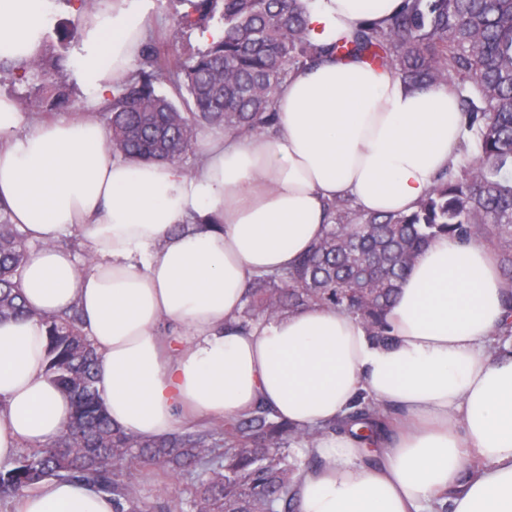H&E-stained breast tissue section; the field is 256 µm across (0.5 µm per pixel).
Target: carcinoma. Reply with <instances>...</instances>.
I'll return each instance as SVG.
<instances>
[{
    "instance_id": "1",
    "label": "carcinoma",
    "mask_w": 512,
    "mask_h": 512,
    "mask_svg": "<svg viewBox=\"0 0 512 512\" xmlns=\"http://www.w3.org/2000/svg\"><path fill=\"white\" fill-rule=\"evenodd\" d=\"M222 5L223 37L189 58L147 44L138 75L117 86L102 112L112 152L145 161L182 163L204 126L243 134L272 128L274 100L291 70L323 54L364 53L413 89L453 84L471 133L472 160L450 165L410 214H363L345 201L329 204L324 238L284 272L254 278L242 324L307 307L358 316L373 339L392 342L386 315L416 256L435 237L477 236L492 244L506 282V314L496 331L512 339V0H404L384 24L363 25L351 43L314 45L304 0H195L178 20L191 28ZM61 48L77 27L54 28ZM66 55L49 62L0 61V72L28 82L40 112L68 108L53 81ZM174 86L176 106L157 85ZM26 234L0 206V320L32 315L19 288ZM46 373L70 397L71 414L51 445L0 466V498L13 499L52 479H69L112 496L114 512H298L292 477L294 444L362 424L359 437L392 421V410L360 398L338 421L300 430L266 407L202 430L154 441L110 422L94 386L97 357L78 309L42 318ZM154 466L186 481V494L142 497L132 469Z\"/></svg>"
}]
</instances>
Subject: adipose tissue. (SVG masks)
Listing matches in <instances>:
<instances>
[{
    "label": "adipose tissue",
    "instance_id": "adipose-tissue-1",
    "mask_svg": "<svg viewBox=\"0 0 512 512\" xmlns=\"http://www.w3.org/2000/svg\"><path fill=\"white\" fill-rule=\"evenodd\" d=\"M70 65L79 118L29 120L0 95V204L36 248L20 287L30 318L0 321V463L53 443L71 402L45 373L43 317L78 307L98 354L112 424L144 440L191 419L264 404L296 427L345 415L359 393L402 420L374 445L341 431L298 472L299 512H512V354L495 346L506 289L483 240L434 238L387 314L390 345L341 310L310 307L235 321L248 285L290 269L342 199L359 212L407 214L468 137L451 86L407 87L361 57H323L281 84L273 132L206 137L199 172L113 155L97 119L146 43V0H99ZM403 0H309V39H352ZM54 0H0V60L39 50ZM185 230L172 234L174 225ZM92 254L79 268L63 235ZM482 461L466 474L471 459ZM15 512H113L108 495L51 480Z\"/></svg>",
    "mask_w": 512,
    "mask_h": 512
}]
</instances>
